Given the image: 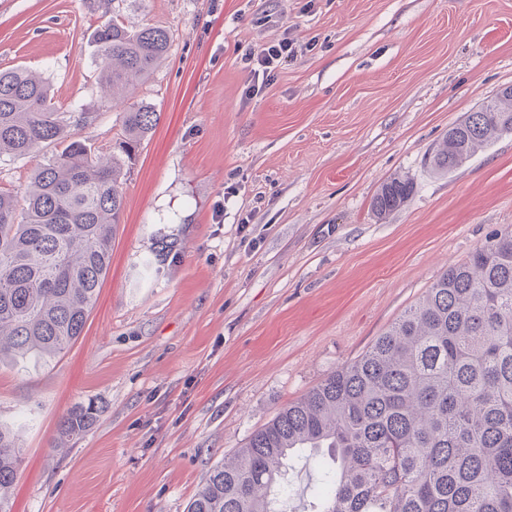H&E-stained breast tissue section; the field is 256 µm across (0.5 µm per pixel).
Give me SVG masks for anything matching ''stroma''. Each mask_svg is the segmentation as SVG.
Masks as SVG:
<instances>
[{
	"label": "stroma",
	"mask_w": 512,
	"mask_h": 512,
	"mask_svg": "<svg viewBox=\"0 0 512 512\" xmlns=\"http://www.w3.org/2000/svg\"><path fill=\"white\" fill-rule=\"evenodd\" d=\"M171 33L133 99L160 120L128 170L112 261L79 339L0 363L23 443L12 512H186L207 473L359 358L448 266L512 225V133L433 174L449 127L512 85V0H123ZM97 0H0V68L47 71L73 138L123 109L94 81ZM303 45L257 93L243 60ZM49 150L0 159L24 192ZM414 190L385 217L381 184ZM175 249L155 260L158 239ZM78 403L100 415L58 442Z\"/></svg>",
	"instance_id": "35a3bbf8"
}]
</instances>
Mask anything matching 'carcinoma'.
<instances>
[{
	"label": "carcinoma",
	"instance_id": "carcinoma-1",
	"mask_svg": "<svg viewBox=\"0 0 512 512\" xmlns=\"http://www.w3.org/2000/svg\"><path fill=\"white\" fill-rule=\"evenodd\" d=\"M95 75L124 99L166 58L169 31L130 25L116 0H98ZM86 108L61 111L42 73L0 69V156L54 153L23 196L0 189V362L59 358L82 335L111 265L124 210L123 173L157 125L142 104L124 111L111 150L94 154L68 127ZM512 131V91L468 112L435 145L428 166L445 175ZM413 184L393 177L372 199L384 217ZM92 406L62 417L63 439L91 427ZM306 451L318 472L312 512H512V227L448 267L359 359L282 408L246 446L210 470L187 512H284L295 488L288 461ZM23 462L0 424V512Z\"/></svg>",
	"mask_w": 512,
	"mask_h": 512
}]
</instances>
